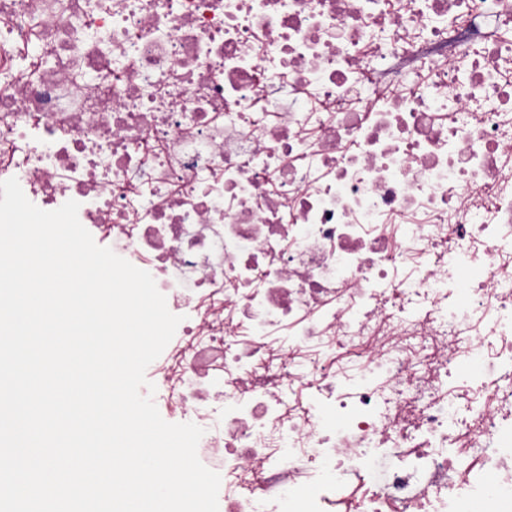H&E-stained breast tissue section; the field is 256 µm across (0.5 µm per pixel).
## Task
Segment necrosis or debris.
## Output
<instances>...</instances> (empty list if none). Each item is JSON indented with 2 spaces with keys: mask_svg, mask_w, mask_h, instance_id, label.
I'll list each match as a JSON object with an SVG mask.
<instances>
[{
  "mask_svg": "<svg viewBox=\"0 0 512 512\" xmlns=\"http://www.w3.org/2000/svg\"><path fill=\"white\" fill-rule=\"evenodd\" d=\"M182 318L219 512H512V0H0V181Z\"/></svg>",
  "mask_w": 512,
  "mask_h": 512,
  "instance_id": "obj_1",
  "label": "necrosis or debris"
}]
</instances>
